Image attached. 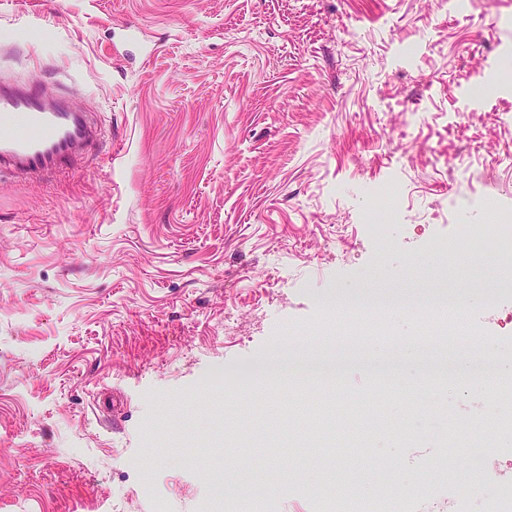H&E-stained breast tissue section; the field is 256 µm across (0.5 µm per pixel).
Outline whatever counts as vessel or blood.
<instances>
[{
  "instance_id": "1",
  "label": "vessel or blood",
  "mask_w": 512,
  "mask_h": 512,
  "mask_svg": "<svg viewBox=\"0 0 512 512\" xmlns=\"http://www.w3.org/2000/svg\"><path fill=\"white\" fill-rule=\"evenodd\" d=\"M98 140V130L85 113L49 103L41 87L0 88V171L22 176L55 173Z\"/></svg>"
}]
</instances>
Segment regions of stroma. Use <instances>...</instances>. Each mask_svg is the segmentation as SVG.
<instances>
[{
    "mask_svg": "<svg viewBox=\"0 0 512 512\" xmlns=\"http://www.w3.org/2000/svg\"><path fill=\"white\" fill-rule=\"evenodd\" d=\"M13 80L105 137L66 173L0 177V512H225L222 472L273 512L392 485L429 512L411 490L463 423L439 494L480 512L512 486V444L483 440L512 398V288L495 245L448 250L512 211V0H0ZM461 295L447 360L492 354L486 382L418 393L409 336L458 328L393 311L400 343L366 351L402 359L401 385L302 388L298 351L350 352L337 298Z\"/></svg>",
    "mask_w": 512,
    "mask_h": 512,
    "instance_id": "1",
    "label": "stroma"
}]
</instances>
